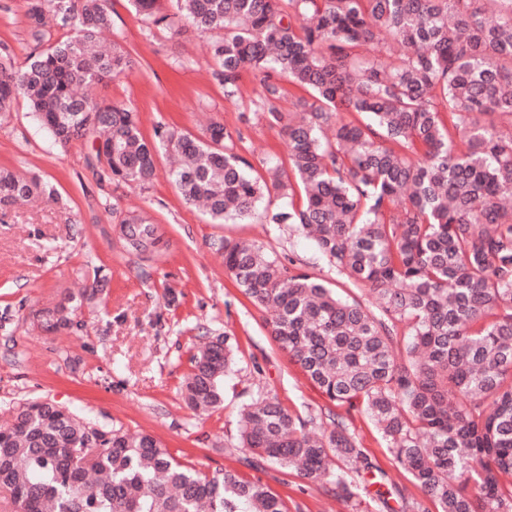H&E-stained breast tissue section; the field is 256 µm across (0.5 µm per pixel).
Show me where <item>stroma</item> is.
Instances as JSON below:
<instances>
[{
    "mask_svg": "<svg viewBox=\"0 0 512 512\" xmlns=\"http://www.w3.org/2000/svg\"><path fill=\"white\" fill-rule=\"evenodd\" d=\"M112 28L135 64L99 85L97 100L123 103L138 112L141 129L153 137L160 125L203 135L217 121L241 136L255 157L274 150L285 159L277 129L252 111L257 81L244 74L241 95L224 97L210 75L207 34H180L155 27L129 0H109ZM27 0H0V57L24 66L39 52L25 19ZM96 144L82 139L54 148L17 99L0 118V167L37 174L57 198H39L22 208L0 209V428L15 408L50 399L95 421L160 439L179 462L206 472L235 471L261 480L288 512H405L419 491L401 472L366 416L352 419L360 448L372 469L364 476L362 503L353 508L327 497L289 470L262 462L251 466L227 453L236 440L240 411L256 390L277 394L283 406L303 416L328 400L270 335L265 316L224 271L222 240L256 239L321 278L326 262L311 238L267 224H210L181 199L168 178L166 158L146 187L97 183L84 165ZM147 211L165 242L159 251L128 254L118 237L115 211ZM108 280L105 295L77 311L84 328L49 334L36 313L60 300L64 289ZM230 336L235 360L224 378V404L199 416L179 394L190 370L196 336Z\"/></svg>",
    "mask_w": 512,
    "mask_h": 512,
    "instance_id": "1",
    "label": "stroma"
}]
</instances>
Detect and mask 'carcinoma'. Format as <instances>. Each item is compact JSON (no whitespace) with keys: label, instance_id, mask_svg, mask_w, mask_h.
Masks as SVG:
<instances>
[{"label":"carcinoma","instance_id":"cac0c4a2","mask_svg":"<svg viewBox=\"0 0 512 512\" xmlns=\"http://www.w3.org/2000/svg\"><path fill=\"white\" fill-rule=\"evenodd\" d=\"M131 0L209 47L224 97L259 76L253 111L277 127L288 163L254 168L218 122L204 139L141 131L138 113L89 91L134 65L106 0H30L31 36L53 9L74 35L16 70L0 60V116L22 96L52 145L91 138L99 181L144 186L166 153L183 200L211 224L247 220L312 234L346 295L258 241L224 242V267L271 335L328 401L368 416L421 496L407 512H512V0ZM297 111H280L282 79ZM54 198L37 175L0 169V207ZM124 248L157 251L144 210L119 220ZM94 278L37 313L47 332L80 330ZM230 337L191 355L181 395L204 414L224 402ZM233 450L362 496L370 468L333 410L303 418L259 390ZM0 488L13 512H287L259 480L205 474L148 432L99 426L51 400L18 407L0 430Z\"/></svg>","mask_w":512,"mask_h":512}]
</instances>
